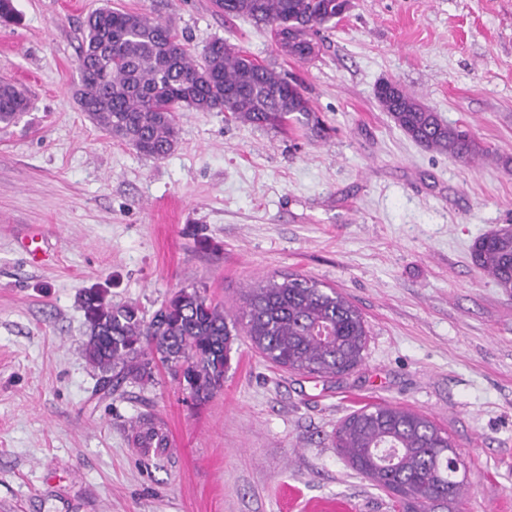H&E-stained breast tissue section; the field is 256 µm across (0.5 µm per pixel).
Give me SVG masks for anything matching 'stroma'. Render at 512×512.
<instances>
[{
    "label": "stroma",
    "instance_id": "35a3bbf8",
    "mask_svg": "<svg viewBox=\"0 0 512 512\" xmlns=\"http://www.w3.org/2000/svg\"><path fill=\"white\" fill-rule=\"evenodd\" d=\"M14 4L0 81L34 107L0 125V512H398L333 443L369 403L447 429L468 467L453 512H512V298L470 259L512 224V175L416 144L374 97L396 81L512 157V0H353L308 61L214 0ZM105 5L170 24L193 56L221 39L298 81L326 133L187 110L163 159L112 139L74 95L81 28ZM289 273L361 312L354 371L280 369L241 335L207 402L163 369L100 391L85 290L149 316L194 286L235 316L250 286ZM142 417L167 431L163 456L134 448Z\"/></svg>",
    "mask_w": 512,
    "mask_h": 512
}]
</instances>
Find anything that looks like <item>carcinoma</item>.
I'll list each match as a JSON object with an SVG mask.
<instances>
[{
  "instance_id": "carcinoma-1",
  "label": "carcinoma",
  "mask_w": 512,
  "mask_h": 512,
  "mask_svg": "<svg viewBox=\"0 0 512 512\" xmlns=\"http://www.w3.org/2000/svg\"><path fill=\"white\" fill-rule=\"evenodd\" d=\"M224 14L271 28L286 55L315 54L318 27L332 20L327 0H217ZM128 11L101 8L85 20L78 56L81 111L101 131L137 152L162 159L178 139L177 113L220 110L236 121L285 130L291 122L324 132L301 85L216 39L195 60L165 24ZM20 17L12 0H0V24ZM380 108L414 142L470 165L488 154L467 129L447 123L416 94L380 82ZM30 108L25 92L0 82V123ZM472 262L512 298V225L478 237ZM86 361L101 374V389L130 380L151 383L163 366L190 396L203 402L224 384L238 330L267 361L315 378L347 374L363 361L369 331L361 313L334 288L300 274L272 276L250 288L242 316L232 317L206 290L181 288L150 319L138 307L114 303L105 292L84 294ZM131 438L156 455L167 450L163 432L136 425ZM336 447L360 474L391 493L404 512H436L458 500L465 479L453 468L456 446L426 415L389 404H366L336 429ZM394 451L395 467L378 453Z\"/></svg>"
}]
</instances>
